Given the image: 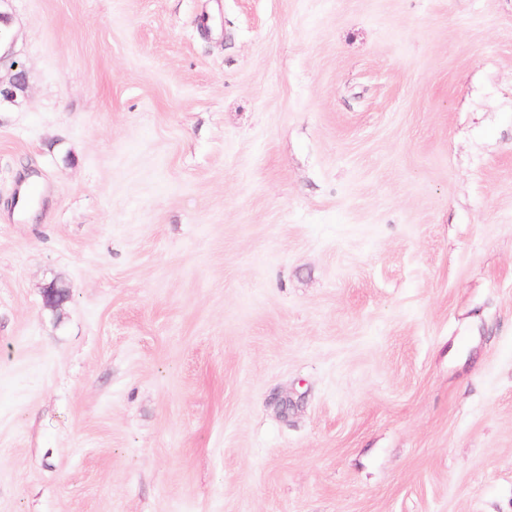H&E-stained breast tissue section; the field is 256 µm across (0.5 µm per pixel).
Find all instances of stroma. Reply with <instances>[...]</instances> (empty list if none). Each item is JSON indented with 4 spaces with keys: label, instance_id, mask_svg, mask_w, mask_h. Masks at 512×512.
I'll return each instance as SVG.
<instances>
[{
    "label": "stroma",
    "instance_id": "1",
    "mask_svg": "<svg viewBox=\"0 0 512 512\" xmlns=\"http://www.w3.org/2000/svg\"><path fill=\"white\" fill-rule=\"evenodd\" d=\"M4 9L0 512H512V0ZM6 63L9 64V69L14 72V77L9 86H3L0 83L1 100H10L14 98L16 90L23 88L26 79V73L23 64L17 60H14L12 54L8 53L0 55V68Z\"/></svg>",
    "mask_w": 512,
    "mask_h": 512
}]
</instances>
